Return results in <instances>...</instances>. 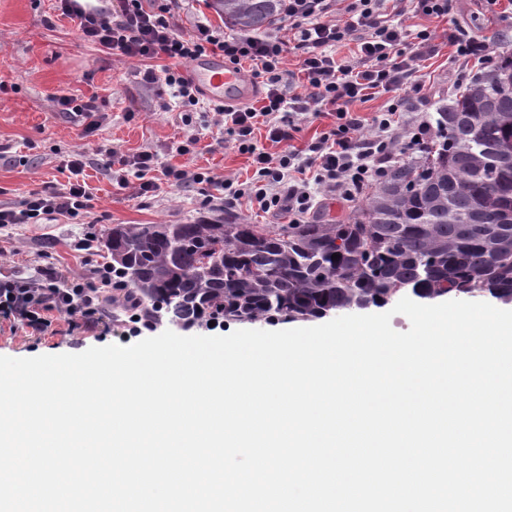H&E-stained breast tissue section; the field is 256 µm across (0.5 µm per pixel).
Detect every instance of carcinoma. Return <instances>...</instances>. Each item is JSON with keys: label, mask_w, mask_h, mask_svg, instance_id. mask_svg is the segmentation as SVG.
I'll return each mask as SVG.
<instances>
[{"label": "carcinoma", "mask_w": 512, "mask_h": 512, "mask_svg": "<svg viewBox=\"0 0 512 512\" xmlns=\"http://www.w3.org/2000/svg\"><path fill=\"white\" fill-rule=\"evenodd\" d=\"M282 0H211L267 29ZM441 143L336 224H114L112 307L152 327L308 321L401 293L512 300V51L437 109ZM339 258L332 259L333 254Z\"/></svg>", "instance_id": "carcinoma-1"}]
</instances>
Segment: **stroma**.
Instances as JSON below:
<instances>
[{"label":"stroma","instance_id":"obj_1","mask_svg":"<svg viewBox=\"0 0 512 512\" xmlns=\"http://www.w3.org/2000/svg\"><path fill=\"white\" fill-rule=\"evenodd\" d=\"M410 30L429 29L437 52L424 63V96L412 108L435 117L438 105L454 98L458 70L475 63L454 56L448 36L464 26L477 38L512 46V0H453L447 20L405 15ZM133 60L115 61L85 43L71 19L57 16L54 0H0V207L16 203L46 182L67 183V162L76 150L93 153L105 146L125 153L144 149L156 154L160 165L206 168L215 174L246 179L251 161L233 147L217 144L218 129L204 131L196 154L171 152L173 142L188 129L176 112L178 101L170 88L147 86ZM97 97L107 121L95 132L59 111L60 95ZM83 176L95 195L92 224H8L0 227V278L40 277L49 267L62 269L74 282L89 283L92 269L107 263L102 243L105 228L115 224H183L197 218L229 217L251 224L288 223V215L271 216L236 207L206 210L198 192L162 188L158 195L136 197L118 188L93 164ZM93 241L92 251L79 250L82 239ZM124 316L102 306L93 327H71L53 316L45 335L33 336L19 323L0 317V356L78 354L92 347L120 342L134 344Z\"/></svg>","mask_w":512,"mask_h":512}]
</instances>
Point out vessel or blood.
Here are the masks:
<instances>
[{
	"mask_svg": "<svg viewBox=\"0 0 512 512\" xmlns=\"http://www.w3.org/2000/svg\"><path fill=\"white\" fill-rule=\"evenodd\" d=\"M189 76L210 103L237 106L255 95L252 83L237 68L225 64L222 57L205 56L195 60Z\"/></svg>",
	"mask_w": 512,
	"mask_h": 512,
	"instance_id": "1",
	"label": "vessel or blood"
}]
</instances>
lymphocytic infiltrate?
<instances>
[{
  "instance_id": "lymphocytic-infiltrate-1",
  "label": "lymphocytic infiltrate",
  "mask_w": 512,
  "mask_h": 512,
  "mask_svg": "<svg viewBox=\"0 0 512 512\" xmlns=\"http://www.w3.org/2000/svg\"><path fill=\"white\" fill-rule=\"evenodd\" d=\"M62 16L76 21L84 41L121 59L144 64L143 80L174 88L184 125L210 128L220 117L240 153L248 155L254 173L250 181L234 183L210 171L183 166H159L150 151L133 155L113 148L99 150L96 166L119 187L137 179L138 196H153L161 187L199 186L204 206L234 208L241 204L266 213L288 212L293 223L313 215V189L352 201L384 180L393 152L419 154L439 134L423 115H406V98L423 89L420 63L435 46L430 30L410 33L402 23L386 19L384 0H283L281 19L261 35H227L223 29L183 27L182 0H114L110 10L85 8L80 0H56ZM343 19H336V12ZM359 36L356 62L337 60L331 48ZM218 54L225 63L253 64V79L263 84L260 107L215 108L191 117L201 92L183 70L185 63ZM296 55L297 72L287 70ZM393 94L386 110L360 116L355 106L376 94ZM331 109L335 122L305 148L293 144L302 121ZM265 136L281 150L272 154L257 145ZM83 153L68 162L72 181L29 191L15 205L0 207V224H36L41 220L87 218L95 196L81 175ZM99 289L70 280L56 269L43 278H0V315L16 320L32 335L51 325V313L92 323L98 312Z\"/></svg>"
}]
</instances>
